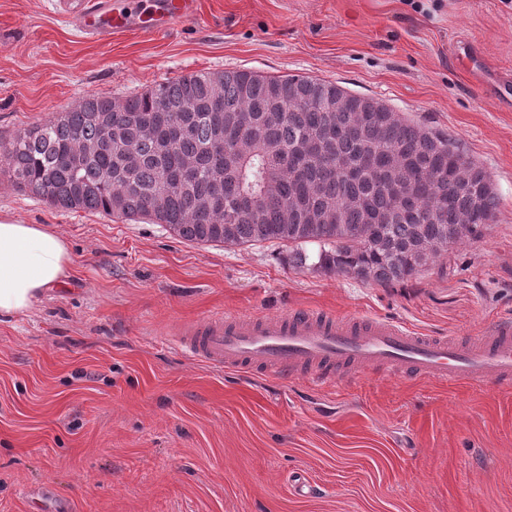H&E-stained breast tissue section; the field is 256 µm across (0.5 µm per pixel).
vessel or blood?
<instances>
[{"label": "vessel or blood", "mask_w": 512, "mask_h": 512, "mask_svg": "<svg viewBox=\"0 0 512 512\" xmlns=\"http://www.w3.org/2000/svg\"><path fill=\"white\" fill-rule=\"evenodd\" d=\"M196 13V0H94L70 21L103 43L121 31L161 30ZM176 336L213 368L276 380L296 375L329 385L341 372L383 368L414 379L512 387V319L467 339L421 334L383 319L298 310L275 317L220 314L184 324Z\"/></svg>", "instance_id": "1"}]
</instances>
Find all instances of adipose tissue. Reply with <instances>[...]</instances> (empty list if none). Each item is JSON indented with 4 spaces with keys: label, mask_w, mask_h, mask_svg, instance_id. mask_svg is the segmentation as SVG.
<instances>
[{
    "label": "adipose tissue",
    "mask_w": 512,
    "mask_h": 512,
    "mask_svg": "<svg viewBox=\"0 0 512 512\" xmlns=\"http://www.w3.org/2000/svg\"><path fill=\"white\" fill-rule=\"evenodd\" d=\"M70 268L67 243L46 226L0 220V317L32 310Z\"/></svg>",
    "instance_id": "ef3b65f1"
}]
</instances>
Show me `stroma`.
<instances>
[{
	"instance_id": "stroma-1",
	"label": "stroma",
	"mask_w": 512,
	"mask_h": 512,
	"mask_svg": "<svg viewBox=\"0 0 512 512\" xmlns=\"http://www.w3.org/2000/svg\"><path fill=\"white\" fill-rule=\"evenodd\" d=\"M67 0H0V144L85 95L198 72L298 75L459 139L491 178L481 239L389 286L299 268L278 242H188L31 196L0 158V219L67 242L71 278L0 319V512H512V390L370 370L334 385L211 370L178 324L294 309L476 336L512 316V0H199L164 32L83 37ZM304 474L315 493L289 485Z\"/></svg>"
}]
</instances>
